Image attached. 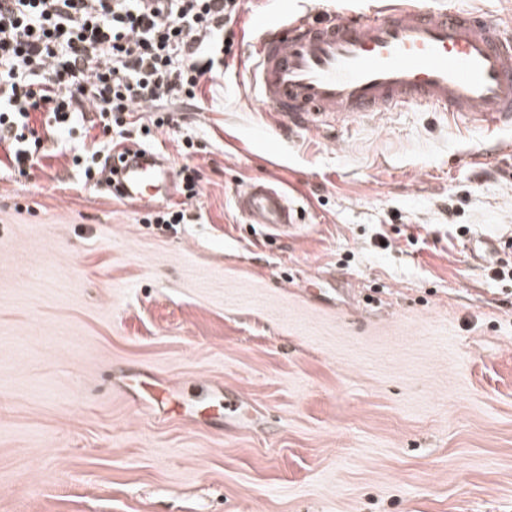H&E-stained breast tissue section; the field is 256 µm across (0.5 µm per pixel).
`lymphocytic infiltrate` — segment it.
<instances>
[{
  "mask_svg": "<svg viewBox=\"0 0 512 512\" xmlns=\"http://www.w3.org/2000/svg\"><path fill=\"white\" fill-rule=\"evenodd\" d=\"M242 0H0V139L19 174L40 168L49 136L92 106L103 136L170 126L234 58L226 34ZM44 113L33 125L32 113Z\"/></svg>",
  "mask_w": 512,
  "mask_h": 512,
  "instance_id": "1",
  "label": "lymphocytic infiltrate"
}]
</instances>
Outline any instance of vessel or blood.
<instances>
[{
  "label": "vessel or blood",
  "mask_w": 512,
  "mask_h": 512,
  "mask_svg": "<svg viewBox=\"0 0 512 512\" xmlns=\"http://www.w3.org/2000/svg\"><path fill=\"white\" fill-rule=\"evenodd\" d=\"M250 82L256 99L283 126L335 124L408 105L447 111L489 130L512 128V30L480 14L433 11L415 0H383L368 11H326L277 19L259 13ZM123 198L152 208L171 198L175 173L156 152H124L118 165ZM249 223L287 233L296 224L289 194L269 180L238 191ZM512 252V238H479L470 255Z\"/></svg>",
  "instance_id": "b4317fda"
}]
</instances>
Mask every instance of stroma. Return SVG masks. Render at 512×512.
<instances>
[{"label": "stroma", "instance_id": "stroma-1", "mask_svg": "<svg viewBox=\"0 0 512 512\" xmlns=\"http://www.w3.org/2000/svg\"><path fill=\"white\" fill-rule=\"evenodd\" d=\"M268 6L145 142L197 168L186 223L83 184L61 137L0 173V512H512V256L468 251L512 235V129L284 131L249 96ZM270 176L281 237L234 204ZM236 397L264 421L225 425Z\"/></svg>", "mask_w": 512, "mask_h": 512}]
</instances>
